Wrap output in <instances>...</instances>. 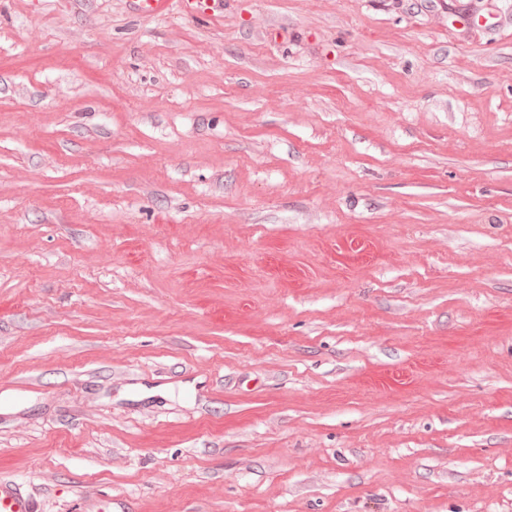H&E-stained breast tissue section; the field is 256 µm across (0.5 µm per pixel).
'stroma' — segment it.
<instances>
[{"label":"stroma","instance_id":"1","mask_svg":"<svg viewBox=\"0 0 512 512\" xmlns=\"http://www.w3.org/2000/svg\"><path fill=\"white\" fill-rule=\"evenodd\" d=\"M1 478L512 512V0H0ZM181 13L192 20H206L224 11L223 0H176Z\"/></svg>","mask_w":512,"mask_h":512}]
</instances>
